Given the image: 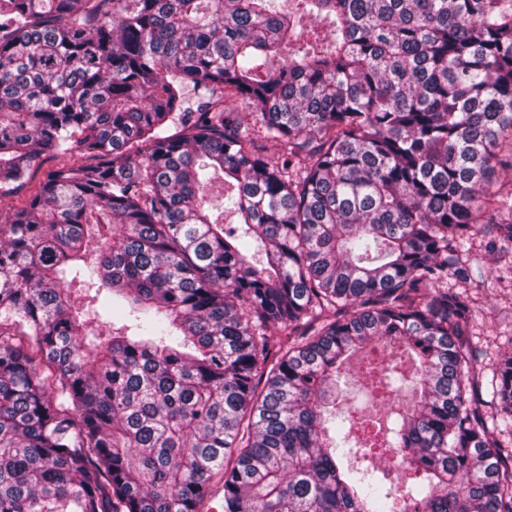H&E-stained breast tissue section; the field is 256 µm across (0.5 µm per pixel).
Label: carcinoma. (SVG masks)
Masks as SVG:
<instances>
[{"mask_svg":"<svg viewBox=\"0 0 512 512\" xmlns=\"http://www.w3.org/2000/svg\"><path fill=\"white\" fill-rule=\"evenodd\" d=\"M507 138L512 0H0V512H512ZM487 237L481 231L465 244L470 263L477 271L480 265L484 283H457L452 280L448 287L464 292L473 303V316L469 330L473 342L484 353L481 361L486 365L487 380L492 378V366L504 353L512 350V282L509 279L498 281L502 262L485 251Z\"/></svg>","mask_w":512,"mask_h":512,"instance_id":"obj_1","label":"carcinoma"}]
</instances>
